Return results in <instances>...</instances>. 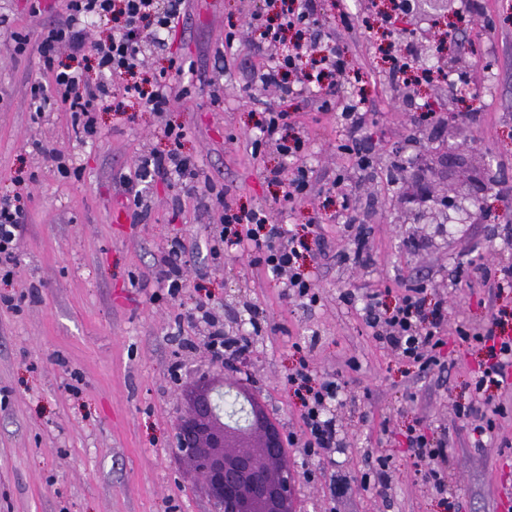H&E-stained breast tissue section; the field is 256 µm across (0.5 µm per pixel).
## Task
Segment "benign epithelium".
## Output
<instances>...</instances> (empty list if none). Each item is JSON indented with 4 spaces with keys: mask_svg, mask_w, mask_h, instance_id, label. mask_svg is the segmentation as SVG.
Wrapping results in <instances>:
<instances>
[{
    "mask_svg": "<svg viewBox=\"0 0 512 512\" xmlns=\"http://www.w3.org/2000/svg\"><path fill=\"white\" fill-rule=\"evenodd\" d=\"M451 209L462 210L461 202L452 198L437 203L430 222L441 223ZM237 367L236 362L225 361L218 383L209 382L205 371L194 375L196 381L209 384L197 410L214 437V450L199 448L194 435L178 424L176 453L189 463L212 512H288L298 475L285 459L283 432H260L258 408L235 384Z\"/></svg>",
    "mask_w": 512,
    "mask_h": 512,
    "instance_id": "1",
    "label": "benign epithelium"
}]
</instances>
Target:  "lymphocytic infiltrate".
<instances>
[{
  "instance_id": "lymphocytic-infiltrate-1",
  "label": "lymphocytic infiltrate",
  "mask_w": 512,
  "mask_h": 512,
  "mask_svg": "<svg viewBox=\"0 0 512 512\" xmlns=\"http://www.w3.org/2000/svg\"><path fill=\"white\" fill-rule=\"evenodd\" d=\"M63 2L61 19L41 30L36 45L50 79L32 84L34 102L42 107L53 101L67 106L73 125L88 139L97 134V112L120 111L127 99H140L151 111L163 113L175 87L171 78L144 71L142 47L147 43L163 46V33L177 28L180 22L184 0ZM409 5L410 0H390L389 9L382 14L389 40L401 44L400 49L389 52L391 64L387 74L392 83L401 85L416 75V48L405 40L393 20L407 13ZM269 6L275 11L273 17L257 14L253 20L262 38L281 42L282 51L258 75L261 89L284 88L299 96L314 90L321 108L335 111L342 126L353 133L362 130L368 115L351 98L341 95L350 72L338 47L325 40L321 0H270ZM96 19L112 24V35L106 42L89 40L88 26ZM89 51L94 54L100 74L95 83L74 64L75 59ZM296 127L291 113L268 103L264 106L260 133L251 142L253 154L272 146L292 162L291 175H284L277 168L267 173L268 180L281 187L280 201L285 205L301 201L313 188V174L306 163L308 140ZM191 175L189 162L172 150L165 155L141 158L124 181L129 185L149 177L184 181ZM25 225L26 211L20 194L0 196V272L7 273L15 267L17 244ZM319 230V225L312 224L305 233L289 235L274 224L267 209H246L229 200L224 203V242L250 254L253 264L268 274L287 278L292 296L306 307L319 301L303 271L308 238L318 235ZM361 312L380 342L401 360L423 368L433 362V352L440 347L449 327L447 301H429L421 288L407 289L391 307L380 301L378 294H371ZM454 329L462 341L485 350L487 356L471 382V400L453 406L457 419L473 420V438L480 444L494 437L498 419L511 411L495 399L494 393L512 388V336L506 335L505 321L499 313L480 328L459 325ZM288 383L301 396L306 448L328 464H335V455L344 446L342 426L335 415L336 405L342 402V383L333 377L316 378L304 361L289 373ZM406 441L417 460L425 464L428 483L437 493H447L448 476L434 466L436 460L446 457L445 439L412 428Z\"/></svg>"
}]
</instances>
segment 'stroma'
Masks as SVG:
<instances>
[{
  "label": "stroma",
  "mask_w": 512,
  "mask_h": 512,
  "mask_svg": "<svg viewBox=\"0 0 512 512\" xmlns=\"http://www.w3.org/2000/svg\"><path fill=\"white\" fill-rule=\"evenodd\" d=\"M376 0H324L327 25L361 79L351 86L364 98L368 123L361 146L375 160L374 179L361 182L351 201L364 219L371 259L307 261L304 272L320 301L305 307L289 297L284 278L252 266L220 238L224 210L200 209L196 198L181 208L179 189L161 180L143 184L149 214L137 220L122 178L137 160L166 153L165 126L182 127L179 152L194 163L212 196L246 207L263 206L275 223L302 230L322 215L321 231L333 251L347 247L337 202L318 189L336 174L356 170L339 144L349 133L333 112L300 108L277 89L264 97L288 112L300 111L309 137V164L317 191L293 208L281 207L267 169L284 165L275 148L252 156L259 106L251 98L257 60L271 61L277 45L249 23L265 0H186L184 19L164 47L144 48L149 71L177 64L185 89L163 114L137 99L124 111L99 113V133L83 141L60 104L36 115L30 86L43 71L36 51L13 54L15 35L36 42L58 20L62 0H0V195L12 193L16 170L33 173L23 195L28 216L18 242V264L0 280V512H209L193 478L184 476L172 437L181 413L184 378L207 368L206 327H188L183 312L209 302L228 329L250 332L248 309H263L267 322L249 367L252 381L286 434L301 436V402L287 377L307 361L320 378L339 376L351 396L338 416L345 446L336 465L293 448L298 474L295 512H512V413L499 421V438L476 445L455 418L453 403L467 402L469 384L484 351L463 343L454 328L482 325L491 313L483 286L454 282L455 269L470 270L512 259V242L490 233L512 225V207L497 195L512 184V0H481L486 23L464 20L457 37L478 46L479 56L451 55L450 73L468 71L458 97L448 87L430 97L441 114L480 109L479 124L452 142L417 102L388 85L377 32L345 30L341 13L365 19ZM235 32L233 48L225 35ZM495 89L483 93L484 62ZM70 153L76 174L61 176L33 142ZM470 181L460 232L435 233L424 215L431 200L449 198ZM187 246V281L177 298L156 288L159 261L171 245ZM422 287L448 300V322L438 366L423 371L380 346L344 301L381 293L393 302L404 289ZM448 436L447 495L424 479L407 449L410 428ZM390 474L386 490L361 478L378 463ZM354 477L353 489L331 500L332 470Z\"/></svg>",
  "instance_id": "35a3bbf8"
}]
</instances>
